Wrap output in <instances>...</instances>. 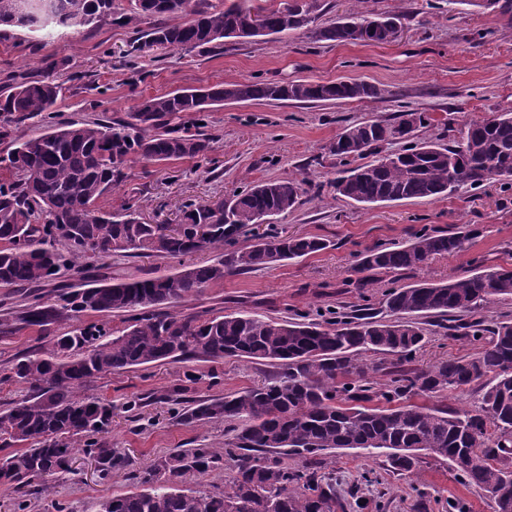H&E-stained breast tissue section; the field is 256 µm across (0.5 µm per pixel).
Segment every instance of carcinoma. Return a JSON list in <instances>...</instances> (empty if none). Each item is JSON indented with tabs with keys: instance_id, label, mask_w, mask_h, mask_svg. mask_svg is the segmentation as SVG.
<instances>
[{
	"instance_id": "carcinoma-1",
	"label": "carcinoma",
	"mask_w": 512,
	"mask_h": 512,
	"mask_svg": "<svg viewBox=\"0 0 512 512\" xmlns=\"http://www.w3.org/2000/svg\"><path fill=\"white\" fill-rule=\"evenodd\" d=\"M234 0L219 9L210 0H135L133 13L147 20L129 53L154 48L220 46L226 39L309 29L313 13L288 0L277 8ZM512 14V0H448ZM115 0H0V24L24 29L95 25L112 19ZM190 20L170 25L167 18ZM408 15L386 11L373 17L353 12L321 28L310 29L318 41L376 43L395 41ZM389 90L353 78L335 82L241 81L199 91L187 89L144 99L127 119L78 123L59 120L61 86L27 77L0 92V140L12 148L0 158L8 176L0 179V287L28 290L23 304L0 314V334L37 326L49 335L56 325L87 312L131 314L116 333L107 324L76 327L54 337L51 348L16 360L14 376L29 395L0 414V445L31 441L0 457V485L16 490L70 468L75 448H85L102 476L126 470L128 458L112 448V402L88 392L99 376L164 361H215L240 357L269 362L277 371L263 385L222 397L188 400L180 389L166 395L176 402L175 418L190 427L237 421L224 451L183 448L154 461L141 478L148 485L106 498L100 512H342L331 480L317 476L325 451L361 449L386 453L400 475L417 469L420 452L448 460L470 484L491 495L494 512H512V494L500 490L512 478V322L478 317L492 300L512 298V269L473 272L446 284L414 283L393 288L382 307L384 319L370 307L326 322H296L241 313L180 315L158 307L201 295L224 281L286 260L310 256L329 247L316 237L283 236L272 225L261 233L253 226L297 207L304 182L267 181L233 194L227 209L188 203L180 229L149 224L127 205L113 215L97 201L121 183L133 164H159L204 156L210 139L164 129V121L183 112L236 102L293 101L304 104L381 99ZM39 118L47 130L29 138L14 130ZM401 140L395 158L379 154L384 144ZM330 152L346 166L330 187L356 203L438 199L464 187L498 179L512 181V113L502 112L465 125L455 145L417 141L394 122L373 119L344 129ZM370 162L363 159L370 155ZM207 232L196 238L200 225ZM251 236L244 248L235 244ZM462 232L422 229L402 244L372 247L358 254L356 287L365 288L376 273L411 274L432 256L463 248ZM211 250L209 264L176 273L109 284L56 286L54 300L41 290L60 272L82 259L103 267L114 256L174 259ZM459 319L455 330L487 340L474 357L431 367L403 368L401 363L422 345L419 317ZM387 377L380 386L378 374ZM479 386L475 409L429 407L412 402L440 393ZM304 459L300 468L288 457ZM234 468L224 488L179 490L173 477L204 475Z\"/></svg>"
}]
</instances>
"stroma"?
Segmentation results:
<instances>
[{"label":"stroma","instance_id":"35a3bbf8","mask_svg":"<svg viewBox=\"0 0 512 512\" xmlns=\"http://www.w3.org/2000/svg\"><path fill=\"white\" fill-rule=\"evenodd\" d=\"M401 7L409 18L395 42L386 44L318 41L310 33L267 36L254 41L225 40L223 49L158 50L128 60L138 32L134 24L107 22L79 29H8L0 37V88L26 75L62 87L57 110L63 119L89 122L118 119L149 97L186 88L250 81H334L357 78L392 91L387 100L338 104L229 102L203 116L181 113L170 128L199 132L212 140L205 157L159 165H134L120 186L100 201L121 212L137 206L145 221L177 223L186 202L224 199L253 183L307 179L311 187L295 209L274 221L277 231L329 240L327 249L246 274L178 305L182 314L207 316L250 312L275 319H334L337 313L370 303L381 307L394 285L377 275L367 288L350 286L356 256L367 248L409 240L419 229L462 231V251L433 256L407 283H445L494 267L512 265V186L491 180L450 197L363 206L334 196L328 186L340 163L329 151L349 125L391 120L400 106L423 112L428 121L418 140L454 144L464 124L512 112V21L469 5L447 9L443 0H363L359 9L376 13ZM65 61L62 70L46 62ZM181 268L179 260L116 257L106 277H152ZM49 339L29 327L0 335V412L25 390L9 379L21 355L47 349ZM482 342L456 335L440 320L425 324V341L411 367L426 368L481 352ZM272 365L237 358L214 362H163L107 374L91 383L96 396L115 408L109 440L131 461L129 472L143 473L158 458L179 448L203 444L223 449L232 437L227 424L189 427L173 416L165 396L186 385V398L223 396L264 383ZM193 374L195 383L185 381ZM121 472L101 479L94 462L76 453L72 469L50 478V489L28 496L25 512H97L100 500L141 485ZM325 473L342 498L359 497L364 512H493L488 493L468 484L447 462L424 456L412 477L389 472L384 457L337 450Z\"/></svg>","mask_w":512,"mask_h":512}]
</instances>
